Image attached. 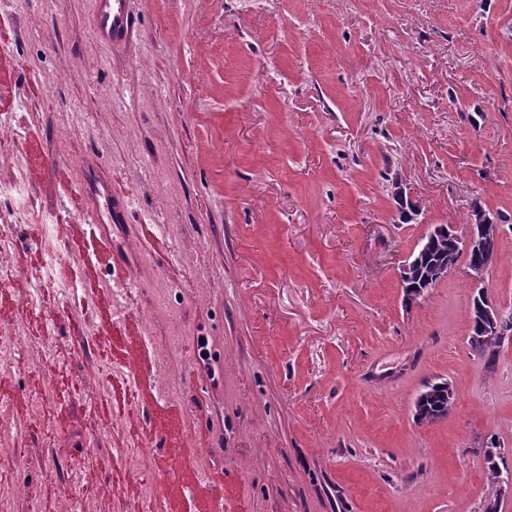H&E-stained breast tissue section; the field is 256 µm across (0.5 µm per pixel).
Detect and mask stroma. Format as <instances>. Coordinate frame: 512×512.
<instances>
[{
  "mask_svg": "<svg viewBox=\"0 0 512 512\" xmlns=\"http://www.w3.org/2000/svg\"><path fill=\"white\" fill-rule=\"evenodd\" d=\"M128 7L115 47L95 0H0V247L38 286L0 279L13 512H149L151 484L167 512H481L512 344L486 369L464 275L410 306L399 269L478 204L512 306V0ZM87 166L130 205L107 239ZM437 380L455 408L416 423Z\"/></svg>",
  "mask_w": 512,
  "mask_h": 512,
  "instance_id": "35a3bbf8",
  "label": "stroma"
}]
</instances>
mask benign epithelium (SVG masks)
<instances>
[{
	"mask_svg": "<svg viewBox=\"0 0 512 512\" xmlns=\"http://www.w3.org/2000/svg\"><path fill=\"white\" fill-rule=\"evenodd\" d=\"M501 224L493 213L476 207L472 210L469 221V233L462 238L448 225V248L465 254L475 252L481 260L465 266L464 274L470 282L472 293L481 295L482 301L477 308L470 309V315L476 317L480 326L476 340L488 346L504 345L512 341V318L503 307L489 294L486 286L487 269L493 262V254L489 244L499 237ZM439 240L437 226H432L416 245L419 255H425L434 249ZM419 277V262L404 261L399 272L401 287H406Z\"/></svg>",
	"mask_w": 512,
	"mask_h": 512,
	"instance_id": "obj_1",
	"label": "benign epithelium"
}]
</instances>
